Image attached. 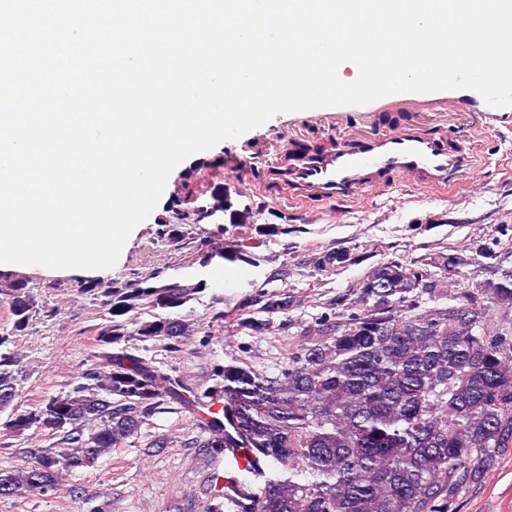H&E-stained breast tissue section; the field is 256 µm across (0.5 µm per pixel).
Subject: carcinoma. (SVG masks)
I'll return each instance as SVG.
<instances>
[{"mask_svg":"<svg viewBox=\"0 0 512 512\" xmlns=\"http://www.w3.org/2000/svg\"><path fill=\"white\" fill-rule=\"evenodd\" d=\"M176 221L158 222V236L198 224L204 210L189 198L175 200ZM419 268L385 261L359 287V297L320 317V339L288 350L279 372L248 364L220 370L224 418L206 421L208 447L248 448L273 464L251 491L216 493L224 504L205 512H456L464 488L482 481L497 459L512 450V271L492 289L503 310L495 328L486 312L467 302L423 308L416 283ZM155 272L125 287L104 279L87 289L107 297L110 319L99 327L104 345L133 332L160 338L178 350L189 325L172 310L202 292L204 282L167 279ZM385 293L396 303L377 311L372 300ZM9 323L0 327V412L6 429L64 432L73 463L60 467L57 451L28 450L41 458L0 469V497L23 492L55 494L71 473L93 465L114 448L133 442L146 417L165 397L184 405L179 385L140 357L121 349L104 353L108 370L89 371L86 382L50 397L45 406L18 408L11 337L25 330L36 304L21 279L5 293ZM150 312L128 329L120 317Z\"/></svg>","mask_w":512,"mask_h":512,"instance_id":"obj_1","label":"carcinoma"}]
</instances>
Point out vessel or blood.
Listing matches in <instances>:
<instances>
[{"instance_id": "1", "label": "vessel or blood", "mask_w": 512, "mask_h": 512, "mask_svg": "<svg viewBox=\"0 0 512 512\" xmlns=\"http://www.w3.org/2000/svg\"><path fill=\"white\" fill-rule=\"evenodd\" d=\"M420 101L404 93L391 94L384 109L396 113L386 132L360 134L317 145L298 139L259 174L244 177L242 185L258 196L288 201L304 209L335 203L350 204L369 190L395 182L419 192H444L462 177L474 155L466 141L449 136L447 128L425 133L410 118ZM224 460L226 483L262 471L264 459L244 448H228Z\"/></svg>"}]
</instances>
